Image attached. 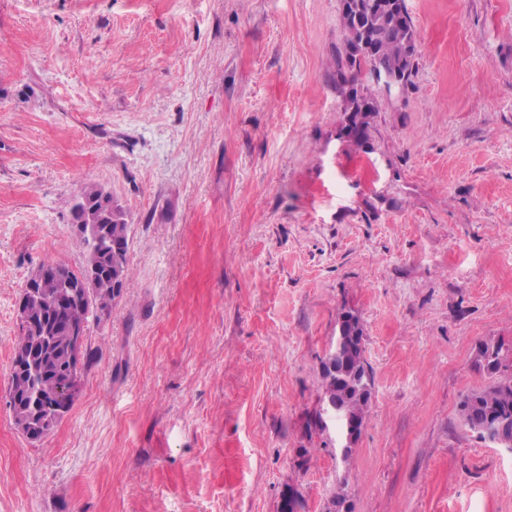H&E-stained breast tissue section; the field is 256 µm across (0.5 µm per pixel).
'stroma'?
Segmentation results:
<instances>
[{
  "instance_id": "35a3bbf8",
  "label": "stroma",
  "mask_w": 512,
  "mask_h": 512,
  "mask_svg": "<svg viewBox=\"0 0 512 512\" xmlns=\"http://www.w3.org/2000/svg\"><path fill=\"white\" fill-rule=\"evenodd\" d=\"M412 84L339 137L341 0H0V512H512L465 428L512 350V0H405ZM101 185L130 288L38 442L7 392L16 308ZM375 393L349 460L313 425L343 312ZM310 449L302 460L301 449ZM502 346L499 345H489L485 344L479 349V354L481 360L485 363V366L482 364L483 368L487 369L488 373L491 375H497L500 373H504V370H507L509 366L504 364L507 361V356L502 354Z\"/></svg>"
}]
</instances>
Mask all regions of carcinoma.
<instances>
[{
	"mask_svg": "<svg viewBox=\"0 0 512 512\" xmlns=\"http://www.w3.org/2000/svg\"><path fill=\"white\" fill-rule=\"evenodd\" d=\"M360 7L343 9L341 25L344 33V50L336 51V84L346 103L345 111L352 113L357 133L347 139L351 145L362 149L371 139V114L378 111L377 102L364 97V108L354 107V86L360 84L363 71L387 63L396 67L404 85L411 84L415 71V28L407 11L405 0H393L396 9L385 15V27L374 26L368 14L371 0H351ZM112 245L96 255L90 254L87 241L82 239V264L96 261L99 274L88 280L89 301L82 304L57 306L54 300L61 284L53 279L44 283L42 297L32 303L35 323L24 334L15 338L14 351L32 354L41 372L36 376L12 370L11 392L26 407L44 406L58 402L59 378L68 369L69 326L88 327L112 312V304L129 288L132 275L128 263L130 225L121 210H115L112 220L104 223ZM360 347L349 342L341 355L334 359V373L323 375L322 399L339 403L353 415L365 416L370 406V391L374 386L373 373L355 367ZM481 360L489 374L496 375L507 368V357L502 346L485 344L479 349ZM463 423L482 439L495 440L502 435L512 437V373L492 386L465 397L460 404Z\"/></svg>",
	"mask_w": 512,
	"mask_h": 512,
	"instance_id": "obj_1",
	"label": "carcinoma"
}]
</instances>
